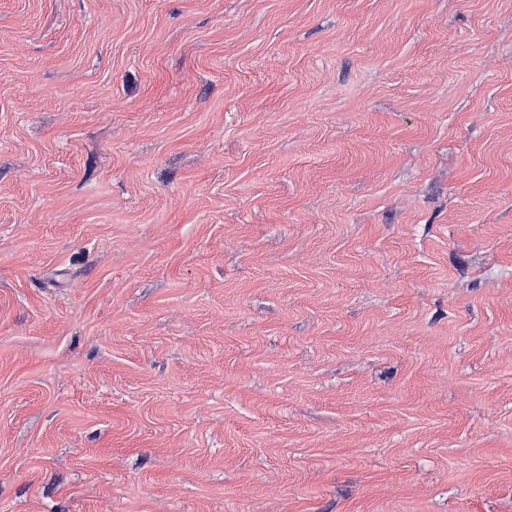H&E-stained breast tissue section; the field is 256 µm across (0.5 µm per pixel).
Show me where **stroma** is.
Returning <instances> with one entry per match:
<instances>
[{"label": "stroma", "instance_id": "obj_1", "mask_svg": "<svg viewBox=\"0 0 512 512\" xmlns=\"http://www.w3.org/2000/svg\"><path fill=\"white\" fill-rule=\"evenodd\" d=\"M0 512H512V0H0Z\"/></svg>", "mask_w": 512, "mask_h": 512}]
</instances>
